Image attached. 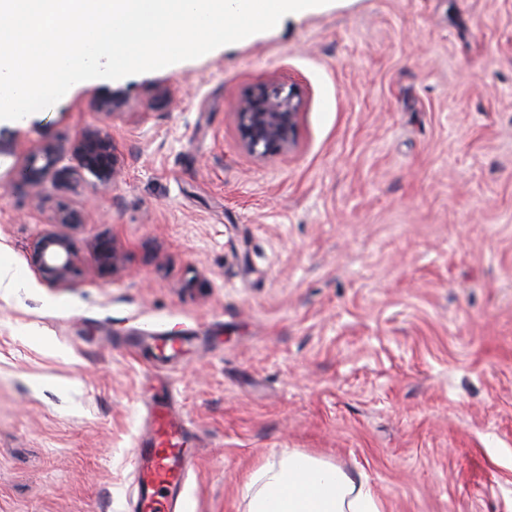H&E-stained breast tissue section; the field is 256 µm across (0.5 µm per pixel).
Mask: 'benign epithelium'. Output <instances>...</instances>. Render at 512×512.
<instances>
[{
  "label": "benign epithelium",
  "instance_id": "1",
  "mask_svg": "<svg viewBox=\"0 0 512 512\" xmlns=\"http://www.w3.org/2000/svg\"><path fill=\"white\" fill-rule=\"evenodd\" d=\"M296 94L283 93L278 87H265L261 93L239 105L241 143L243 148L261 157L272 150L289 151L293 147L291 133L298 115ZM73 166L54 171L61 186L83 171L94 174L101 184H112L119 175L118 160L112 140L98 131L83 133L71 146ZM37 270L52 275L54 285H66L76 262L68 238L60 232H48L35 244Z\"/></svg>",
  "mask_w": 512,
  "mask_h": 512
}]
</instances>
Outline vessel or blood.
Here are the masks:
<instances>
[{"mask_svg": "<svg viewBox=\"0 0 512 512\" xmlns=\"http://www.w3.org/2000/svg\"><path fill=\"white\" fill-rule=\"evenodd\" d=\"M151 423L148 441L131 451L136 472L135 512H190L182 496L197 467L186 424L173 415L171 394L144 398Z\"/></svg>", "mask_w": 512, "mask_h": 512, "instance_id": "obj_1", "label": "vessel or blood"}]
</instances>
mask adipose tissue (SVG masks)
Wrapping results in <instances>:
<instances>
[{"mask_svg": "<svg viewBox=\"0 0 512 512\" xmlns=\"http://www.w3.org/2000/svg\"><path fill=\"white\" fill-rule=\"evenodd\" d=\"M242 489L246 512H383L365 474L298 452L261 464Z\"/></svg>", "mask_w": 512, "mask_h": 512, "instance_id": "ef3b65f1", "label": "adipose tissue"}]
</instances>
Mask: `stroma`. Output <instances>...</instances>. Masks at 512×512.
<instances>
[{"instance_id": "stroma-1", "label": "stroma", "mask_w": 512, "mask_h": 512, "mask_svg": "<svg viewBox=\"0 0 512 512\" xmlns=\"http://www.w3.org/2000/svg\"><path fill=\"white\" fill-rule=\"evenodd\" d=\"M270 82L299 117L259 158L238 105ZM88 130L111 185L22 178ZM65 209L56 288L33 246ZM0 259V512H130L161 381L204 444L191 512H245L293 450L364 471L384 512H512V0H331L1 121Z\"/></svg>"}]
</instances>
